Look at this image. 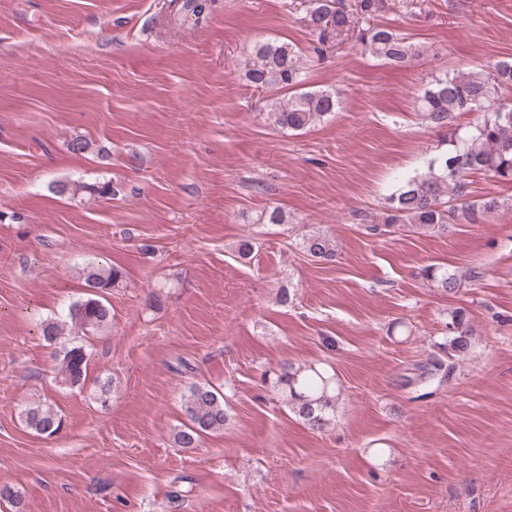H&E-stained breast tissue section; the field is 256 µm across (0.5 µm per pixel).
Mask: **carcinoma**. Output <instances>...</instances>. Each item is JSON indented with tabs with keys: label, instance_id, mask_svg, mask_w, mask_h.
I'll use <instances>...</instances> for the list:
<instances>
[{
	"label": "carcinoma",
	"instance_id": "1",
	"mask_svg": "<svg viewBox=\"0 0 512 512\" xmlns=\"http://www.w3.org/2000/svg\"><path fill=\"white\" fill-rule=\"evenodd\" d=\"M174 17L182 27H195L209 8L208 0H172ZM385 0H308L305 22L317 37L319 46L339 38L359 24V40L373 57L396 67H404L420 57L419 47L405 34L378 22ZM248 82L257 89H293L301 86L303 62L295 45L277 40H259L252 46L246 63ZM512 86V62L499 61L469 72H445L435 77L422 92L419 102L425 123L448 130L445 148L428 162L427 172L402 180L387 198L381 224H370L372 234H385L396 224H414L426 229L444 230L451 223L478 224L484 217L512 211V198L487 196L469 198L467 177L482 173L498 182L512 184V104L498 101V91ZM339 92L334 88L296 92L288 99L273 102L268 120L280 130L301 131L331 116L339 108ZM465 112H482L478 123L461 130L455 119ZM304 252L319 261L336 256V241L326 233L303 235ZM87 297L73 303L68 312L71 324L90 335L105 327L111 318L102 294L123 281L116 267L88 265L82 270ZM430 286L446 295H454L462 286V276L441 266L423 269ZM448 343L465 355L470 349L472 329L463 311L448 316ZM44 339L54 343L63 333V325L47 319L41 325ZM55 374L68 387L84 384L89 363L85 346H64L55 355ZM275 394L310 429L322 431L336 412L333 379L315 366L284 361L272 383ZM188 424L175 434L181 448H193L202 434L224 430L228 415L224 395L208 383H194L184 398ZM26 428L38 435L52 437L64 426L62 416L48 404H32L21 412Z\"/></svg>",
	"mask_w": 512,
	"mask_h": 512
}]
</instances>
